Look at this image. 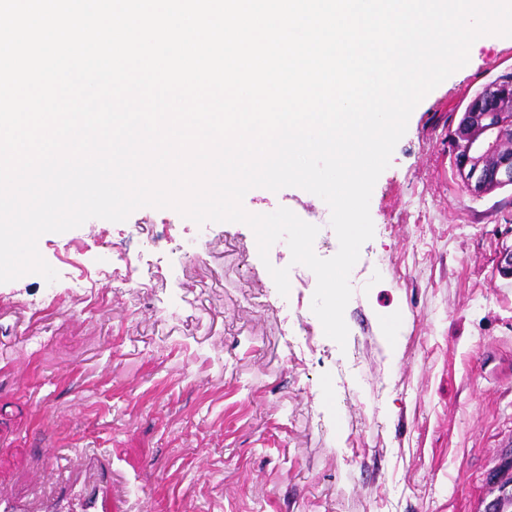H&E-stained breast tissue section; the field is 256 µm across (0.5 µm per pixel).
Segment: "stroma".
Instances as JSON below:
<instances>
[{"mask_svg":"<svg viewBox=\"0 0 512 512\" xmlns=\"http://www.w3.org/2000/svg\"><path fill=\"white\" fill-rule=\"evenodd\" d=\"M510 69L502 44L481 46L411 114L371 195L345 346L311 309L314 273L282 240L263 264L245 224L142 207L42 235L55 285L0 283V494L95 482L103 450L117 510L482 512L512 455V188L472 197L448 137ZM243 205L316 225L320 258L339 249L312 193L254 188ZM118 249L144 254L138 287L99 276ZM74 257L91 287L69 288Z\"/></svg>","mask_w":512,"mask_h":512,"instance_id":"1","label":"stroma"}]
</instances>
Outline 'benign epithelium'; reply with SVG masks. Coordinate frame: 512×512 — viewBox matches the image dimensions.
Instances as JSON below:
<instances>
[{"label":"benign epithelium","instance_id":"7a95c632","mask_svg":"<svg viewBox=\"0 0 512 512\" xmlns=\"http://www.w3.org/2000/svg\"><path fill=\"white\" fill-rule=\"evenodd\" d=\"M449 142L456 172L472 196L512 187V74L466 104ZM493 484L497 495L483 512H512V460L493 475Z\"/></svg>","mask_w":512,"mask_h":512}]
</instances>
